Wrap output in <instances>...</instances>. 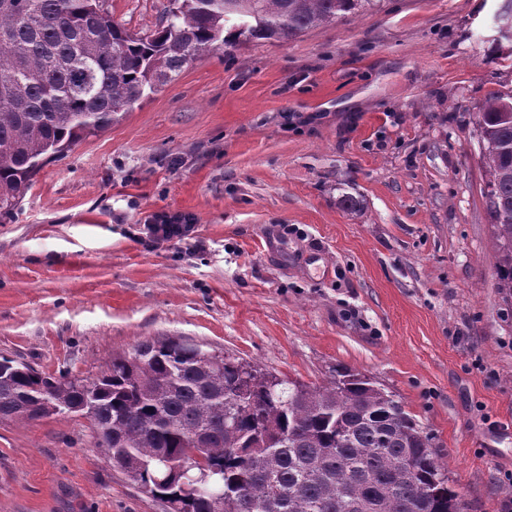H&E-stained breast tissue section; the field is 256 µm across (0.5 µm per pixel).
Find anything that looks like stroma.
<instances>
[{"label": "stroma", "instance_id": "35a3bbf8", "mask_svg": "<svg viewBox=\"0 0 512 512\" xmlns=\"http://www.w3.org/2000/svg\"><path fill=\"white\" fill-rule=\"evenodd\" d=\"M506 3L383 0L146 92L0 214V356L92 380L181 338L312 387L350 368L431 435L467 512H503L512 309L477 123L512 89ZM105 6L142 34L170 0ZM163 211L201 249L145 248ZM95 443L78 413L0 422V512H167Z\"/></svg>", "mask_w": 512, "mask_h": 512}]
</instances>
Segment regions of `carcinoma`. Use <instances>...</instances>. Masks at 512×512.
Listing matches in <instances>:
<instances>
[{
    "instance_id": "carcinoma-1",
    "label": "carcinoma",
    "mask_w": 512,
    "mask_h": 512,
    "mask_svg": "<svg viewBox=\"0 0 512 512\" xmlns=\"http://www.w3.org/2000/svg\"><path fill=\"white\" fill-rule=\"evenodd\" d=\"M381 0H173L133 34L104 0H0V213L50 159L101 132L146 90L224 44L279 41ZM496 288L512 307V90L479 107ZM68 412L169 512H466L432 438L351 369L327 387L284 381L181 339L144 340L85 389L0 358V420Z\"/></svg>"
}]
</instances>
